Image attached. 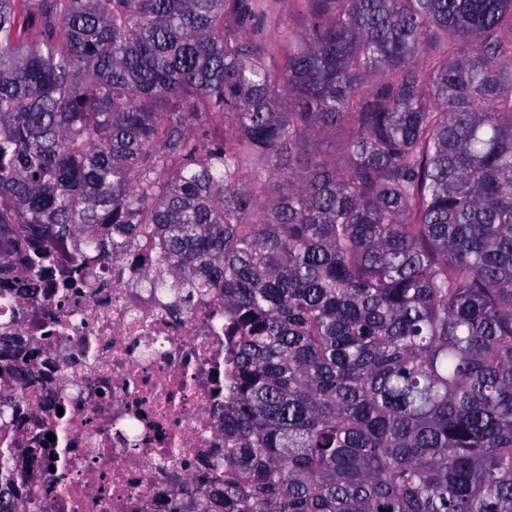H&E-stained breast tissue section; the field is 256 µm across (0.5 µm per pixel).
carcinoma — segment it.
Segmentation results:
<instances>
[{
	"label": "carcinoma",
	"instance_id": "1",
	"mask_svg": "<svg viewBox=\"0 0 512 512\" xmlns=\"http://www.w3.org/2000/svg\"><path fill=\"white\" fill-rule=\"evenodd\" d=\"M302 2L273 71L267 0H0V313L142 236L224 305L185 512H512V0Z\"/></svg>",
	"mask_w": 512,
	"mask_h": 512
}]
</instances>
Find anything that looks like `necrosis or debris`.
<instances>
[{
    "label": "necrosis or debris",
    "instance_id": "obj_1",
    "mask_svg": "<svg viewBox=\"0 0 512 512\" xmlns=\"http://www.w3.org/2000/svg\"><path fill=\"white\" fill-rule=\"evenodd\" d=\"M155 250L48 279L14 324L35 377L0 394L4 433L34 480L26 512H174L224 453V312L160 292Z\"/></svg>",
    "mask_w": 512,
    "mask_h": 512
}]
</instances>
